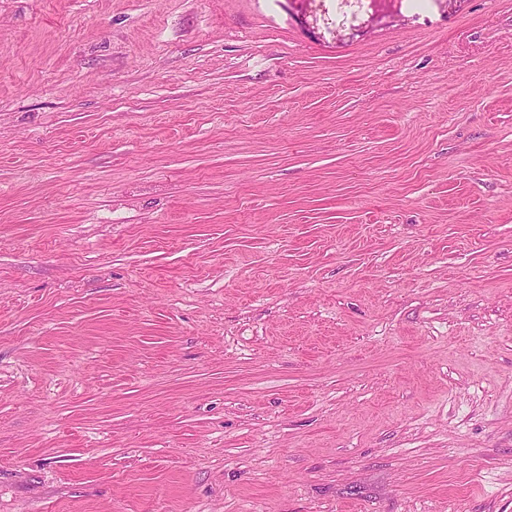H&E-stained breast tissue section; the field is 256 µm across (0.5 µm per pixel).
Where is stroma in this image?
<instances>
[{
  "label": "stroma",
  "instance_id": "obj_1",
  "mask_svg": "<svg viewBox=\"0 0 512 512\" xmlns=\"http://www.w3.org/2000/svg\"><path fill=\"white\" fill-rule=\"evenodd\" d=\"M0 512H512V0H0Z\"/></svg>",
  "mask_w": 512,
  "mask_h": 512
}]
</instances>
